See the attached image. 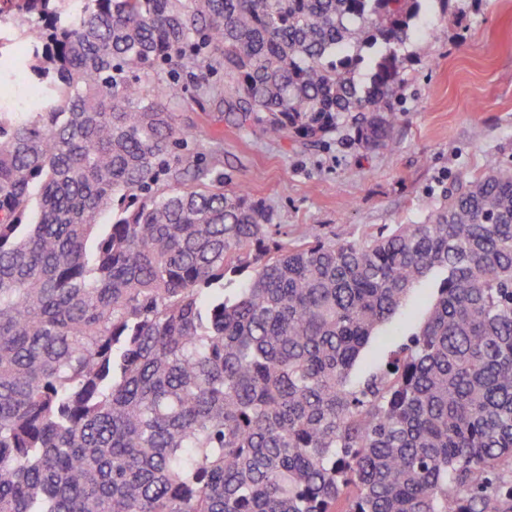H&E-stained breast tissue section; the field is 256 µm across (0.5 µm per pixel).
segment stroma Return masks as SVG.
<instances>
[{
	"label": "stroma",
	"instance_id": "35a3bbf8",
	"mask_svg": "<svg viewBox=\"0 0 512 512\" xmlns=\"http://www.w3.org/2000/svg\"><path fill=\"white\" fill-rule=\"evenodd\" d=\"M401 54L405 83L387 148L358 149L343 127L315 146L272 141L238 129L192 93L172 110L195 134L191 151L218 154L227 187L262 201L275 223L312 224L327 238L421 223L460 174L512 169V0L436 2ZM428 303V291H414L363 350L356 375L405 342Z\"/></svg>",
	"mask_w": 512,
	"mask_h": 512
}]
</instances>
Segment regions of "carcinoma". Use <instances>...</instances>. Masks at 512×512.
Masks as SVG:
<instances>
[{"label":"carcinoma","instance_id":"obj_1","mask_svg":"<svg viewBox=\"0 0 512 512\" xmlns=\"http://www.w3.org/2000/svg\"><path fill=\"white\" fill-rule=\"evenodd\" d=\"M431 2L0 0V512H512V171L290 242L179 152L187 88L157 69L217 98L223 70L270 140L385 147ZM419 285L415 332L354 377Z\"/></svg>","mask_w":512,"mask_h":512}]
</instances>
